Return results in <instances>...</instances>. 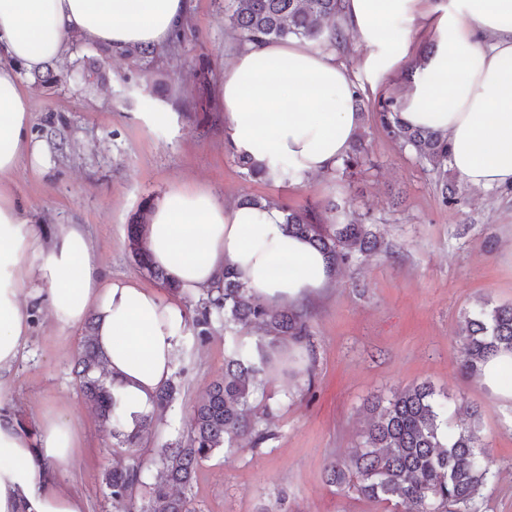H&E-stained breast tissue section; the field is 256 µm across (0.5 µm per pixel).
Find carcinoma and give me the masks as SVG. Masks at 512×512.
<instances>
[{"mask_svg":"<svg viewBox=\"0 0 512 512\" xmlns=\"http://www.w3.org/2000/svg\"><path fill=\"white\" fill-rule=\"evenodd\" d=\"M225 17L244 45L294 37L332 48L346 43L349 37L341 0H230ZM76 62L84 90L102 81L105 61L82 56ZM378 119L401 147L412 150L431 170L446 174L448 139L444 133L400 124L391 99L379 102ZM235 158L249 177L264 179L262 169L249 156L237 153ZM363 166L372 168L374 163L359 138L339 169L353 174ZM150 209L151 204L145 203L130 224L129 247L138 263L176 295L179 288L167 283L145 246ZM280 209L286 213L288 231L308 238L335 266L351 265L379 249L376 225L350 217L332 201L301 209L284 204ZM217 321L230 330L253 327L260 336L253 342L233 340L225 352L224 373L194 409L189 434L152 449L147 463L155 474L149 484L144 463L136 455L141 453L143 436L155 428L158 415L181 396L182 385L169 380L154 395V410L135 420L134 428H128L108 381L104 357L96 346L95 322L88 323L75 364L80 392L102 423L112 427L119 443L135 455L131 463L116 464L104 473L113 512H189L183 490L193 483L202 461L238 440L257 443L266 437L251 399L280 343L297 347L309 343L308 313L264 305L227 269L224 282L210 289L187 317L188 328L200 342L212 335ZM459 339L462 371L481 377L490 357L500 352L512 354V305L485 302L465 318ZM449 408L448 397L427 382L410 384L385 400L375 401L363 442L351 449L346 460L326 466L327 482L342 491L401 506L403 512H469L495 474L485 448L476 445L475 428L454 426Z\"/></svg>","mask_w":512,"mask_h":512,"instance_id":"obj_1","label":"carcinoma"}]
</instances>
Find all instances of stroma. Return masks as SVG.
I'll list each match as a JSON object with an SVG mask.
<instances>
[{
    "instance_id": "stroma-1",
    "label": "stroma",
    "mask_w": 512,
    "mask_h": 512,
    "mask_svg": "<svg viewBox=\"0 0 512 512\" xmlns=\"http://www.w3.org/2000/svg\"><path fill=\"white\" fill-rule=\"evenodd\" d=\"M226 3L187 0L179 42L149 63L111 56L96 92L82 91L67 58L51 64L61 78L53 89L22 71L20 82L33 96L34 140L56 132L67 146L48 150L42 166L22 161L0 183L33 223L85 225L106 276L160 292L164 284L131 254L128 226L144 202L172 190H206L231 205L247 195L295 208L333 199L377 224L381 252L338 271L335 286L308 307L310 348L283 353L256 395L254 406L273 409L269 437L203 461L186 493L190 512H388L387 504L338 493L324 469L361 441L368 400L424 380L481 407L480 443L498 476L483 489L480 512H512V402L461 373L458 338L481 301L512 304V189L464 185L443 204L435 174L377 120L379 100L406 88V73L372 84L363 69L368 48L355 36L336 59L362 86V129L374 168L301 183L248 177L229 150L220 102L224 69L240 48ZM84 334L81 324L57 326L47 304H37L25 357L0 390V405L32 431L45 413L73 417L78 459L61 468L60 478L86 512H112L101 478L116 460L115 441L74 373ZM230 340L220 326L202 345L192 334L181 337L174 372L182 395L143 447L190 431L195 404L224 371Z\"/></svg>"
}]
</instances>
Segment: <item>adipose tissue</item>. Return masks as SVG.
Returning a JSON list of instances; mask_svg holds the SVG:
<instances>
[{
	"instance_id": "ef3b65f1",
	"label": "adipose tissue",
	"mask_w": 512,
	"mask_h": 512,
	"mask_svg": "<svg viewBox=\"0 0 512 512\" xmlns=\"http://www.w3.org/2000/svg\"><path fill=\"white\" fill-rule=\"evenodd\" d=\"M342 7L346 27L368 48L364 70L376 83L408 58V27L432 28L433 52L394 100L399 120L446 133L448 162L469 187H512V0H343ZM185 11L186 0H0V177L24 159L42 163L18 66L64 58L75 35L109 47H158L182 28ZM359 89L335 51L303 40L246 45L221 90L231 144L273 181L332 171L359 131ZM145 238L153 264L186 297L222 282L228 268L271 307L306 304L336 279L323 253L288 234L284 212L265 203L171 191L155 203ZM36 297L64 328L94 315L126 419L150 412L187 330L184 309L154 289L106 278L82 225L44 230L0 186V389L13 379ZM77 446L64 414L44 415L32 438L0 410V512H84L56 473ZM39 458L52 470H39Z\"/></svg>"
}]
</instances>
